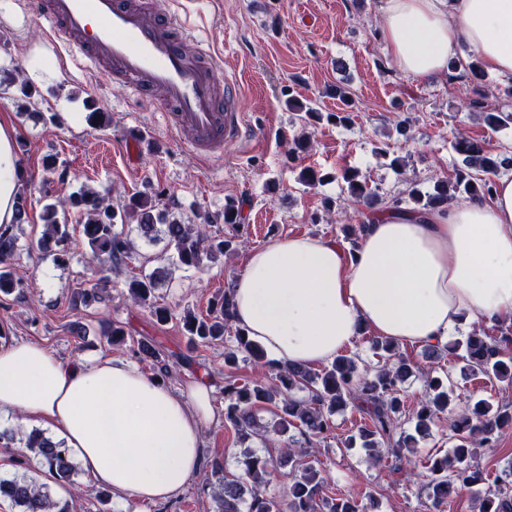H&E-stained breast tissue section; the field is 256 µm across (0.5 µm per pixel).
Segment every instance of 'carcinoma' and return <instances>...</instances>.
I'll return each mask as SVG.
<instances>
[{
	"label": "carcinoma",
	"mask_w": 512,
	"mask_h": 512,
	"mask_svg": "<svg viewBox=\"0 0 512 512\" xmlns=\"http://www.w3.org/2000/svg\"><path fill=\"white\" fill-rule=\"evenodd\" d=\"M458 156L454 180H439L433 190L423 196L411 192L416 207L414 212L436 209L448 205L456 193L472 199H484L492 192L494 177L500 169L512 168V157L500 158L487 153L476 139L460 137L453 143ZM342 178L347 184L351 202L373 208V193L361 180L358 171L348 169ZM71 206L86 216L81 232L92 252V260L101 267H117L136 254L134 242L116 229L117 220L127 217L137 219L141 237L152 242L159 227H164L168 244L174 247L178 262L187 268H200L207 262H217L234 252L238 242L232 237L207 233L202 224H181L168 219L167 210L159 207L157 199L133 195L119 208L112 207L106 194L85 188L66 201L48 203L43 207L44 230L37 240V247L51 254L54 261L68 260V224L61 222L60 212ZM18 251L15 233L0 234V293H10L17 284L12 271V261ZM162 271H153L136 277L127 284L130 297L149 308L160 321L171 317V310L157 304L155 289ZM107 281L97 280L88 288L77 291L73 305H89L106 300ZM232 295L230 289L214 299L206 317H197L187 311L181 316L185 331L192 340L204 346L224 344V367L237 366L239 355L262 363L267 367L266 379L237 382L230 374L224 381V420L235 432L237 441L245 443L261 434H273L283 439L285 451L277 458L244 451V475L236 476L224 468V462L214 458L207 463L216 478L213 495L219 501L218 512H241V505L248 503L247 512H369L368 505L346 495L331 491L327 481L313 461L302 462L311 454L313 440L327 433L334 426L336 413L352 408L363 423L358 438L368 456L376 463L382 461V450L391 449L392 455L403 461L405 454L415 452L417 438L425 437L441 413L451 411L452 393L438 377L426 379L424 395L418 400L413 413V432L402 430L403 385L414 376L417 364L399 351V345L375 337L372 348L386 353L385 363L370 367L362 363L359 355L340 354L319 371L296 366H275L265 360L263 350L246 339L232 324ZM512 342L504 335H467L463 340L442 348H424L427 359H438L446 354L461 363L464 375L482 374L496 379L512 381V356L502 345ZM131 353L138 359H151L158 369L156 376L163 379L168 374L166 359L160 349L150 341L140 340ZM308 395L296 397V391ZM266 407L274 415L271 427L261 429L256 409ZM512 426V409L493 407L479 399L450 422L452 451L443 455L435 453L427 460L428 481L425 484L427 499L434 512H442L460 486H481L478 512H512V479L496 483L487 481L484 471L475 464L478 449L493 446L504 429ZM295 429L300 438L289 431ZM0 442L9 446L19 443L33 455L42 469L59 485H75L79 466L71 458L64 442L54 441L38 429L21 435L8 429L0 431ZM274 468H287L292 475L288 496L283 500L266 496L262 486ZM0 496L11 500L20 512H67L51 494L50 486L40 483L26 473L0 478Z\"/></svg>",
	"instance_id": "1"
}]
</instances>
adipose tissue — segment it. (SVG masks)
I'll return each mask as SVG.
<instances>
[{"label":"adipose tissue","instance_id":"adipose-tissue-1","mask_svg":"<svg viewBox=\"0 0 512 512\" xmlns=\"http://www.w3.org/2000/svg\"><path fill=\"white\" fill-rule=\"evenodd\" d=\"M384 49L403 73L441 78L460 46L512 74V0H380ZM13 125L0 122V231L20 173ZM233 324L281 365L314 368L360 331L442 346L467 322L512 324V175L490 196L422 213L370 216L355 253L310 235L251 251L231 282ZM209 378L172 390L119 358L66 362L32 341L0 345V414L49 426L88 481L148 503L176 497L204 466L220 415Z\"/></svg>","mask_w":512,"mask_h":512}]
</instances>
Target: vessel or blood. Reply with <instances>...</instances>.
Masks as SVG:
<instances>
[{
	"label": "vessel or blood",
	"mask_w": 512,
	"mask_h": 512,
	"mask_svg": "<svg viewBox=\"0 0 512 512\" xmlns=\"http://www.w3.org/2000/svg\"><path fill=\"white\" fill-rule=\"evenodd\" d=\"M55 48L93 70L108 66L137 96H161L168 128L203 158L240 141L245 117L234 81L186 50L192 33L159 0H34Z\"/></svg>",
	"instance_id": "1"
}]
</instances>
